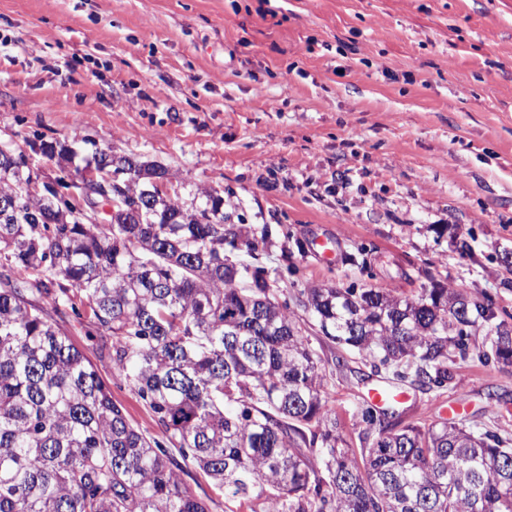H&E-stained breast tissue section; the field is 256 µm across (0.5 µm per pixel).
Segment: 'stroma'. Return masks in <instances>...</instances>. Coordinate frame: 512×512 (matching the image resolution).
Returning a JSON list of instances; mask_svg holds the SVG:
<instances>
[{
  "label": "stroma",
  "mask_w": 512,
  "mask_h": 512,
  "mask_svg": "<svg viewBox=\"0 0 512 512\" xmlns=\"http://www.w3.org/2000/svg\"><path fill=\"white\" fill-rule=\"evenodd\" d=\"M36 133L163 165L183 196L223 191L225 223L272 228L257 253L280 300L438 282L512 317V0H0V143ZM315 347L361 448L380 377ZM451 373L406 385L395 421L462 398L467 425L512 433V368ZM112 398L159 436L133 387ZM182 479L208 512H250L199 470Z\"/></svg>",
  "instance_id": "1"
}]
</instances>
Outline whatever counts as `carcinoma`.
Returning <instances> with one entry per match:
<instances>
[{
	"mask_svg": "<svg viewBox=\"0 0 512 512\" xmlns=\"http://www.w3.org/2000/svg\"><path fill=\"white\" fill-rule=\"evenodd\" d=\"M29 147L68 161L65 142ZM26 153L0 150V512H207L184 485L193 465L230 500L261 512H512V437L465 421H386L366 404L369 446L343 438L326 371L265 267L226 248L257 249L255 229L224 223V196L144 197L167 175L95 148L107 224L31 192ZM297 305L322 338L375 373L443 387L455 358L512 367V325L489 301L441 285L304 288ZM112 337L109 360L160 425L142 433L53 315ZM485 333L489 341L470 345ZM178 449L180 459L167 447Z\"/></svg>",
	"mask_w": 512,
	"mask_h": 512,
	"instance_id": "1",
	"label": "carcinoma"
}]
</instances>
